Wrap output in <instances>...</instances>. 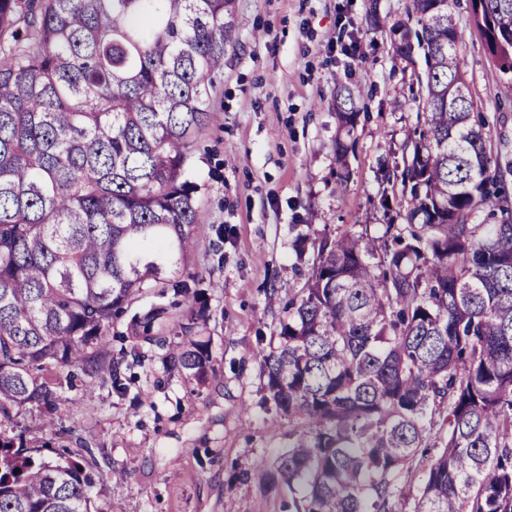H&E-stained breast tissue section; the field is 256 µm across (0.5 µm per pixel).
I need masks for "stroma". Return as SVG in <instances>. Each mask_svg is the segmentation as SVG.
I'll return each mask as SVG.
<instances>
[{"instance_id":"1","label":"stroma","mask_w":512,"mask_h":512,"mask_svg":"<svg viewBox=\"0 0 512 512\" xmlns=\"http://www.w3.org/2000/svg\"><path fill=\"white\" fill-rule=\"evenodd\" d=\"M407 0H235L236 27L224 75L195 137L187 178L197 186V226L187 244L192 276L210 284L205 316L189 323L174 293L147 288L116 318L101 350L139 354L124 390L84 394L54 369L62 401L56 428L39 409H12L8 435H22L46 459L66 455L95 476L99 512H282L289 493L265 489L256 472L306 425L266 401L260 355L278 344L283 305L305 282L314 241L325 227L378 234L388 218L381 198L399 187L384 172L402 163L406 133L419 122L422 51L395 61L390 25ZM381 25L373 27L371 14ZM454 16L463 34L462 69L475 109L486 118L488 146L512 190V99L500 90L470 0ZM358 87L356 139L345 191H337V84ZM155 345L132 334L133 315L157 305ZM208 342L205 382L170 354L184 334ZM249 480H242V473Z\"/></svg>"}]
</instances>
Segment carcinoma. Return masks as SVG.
<instances>
[{"label": "carcinoma", "instance_id": "1", "mask_svg": "<svg viewBox=\"0 0 512 512\" xmlns=\"http://www.w3.org/2000/svg\"><path fill=\"white\" fill-rule=\"evenodd\" d=\"M454 0H409L395 56L424 51L421 128L406 203L381 235L325 234L279 343L266 399L307 430L268 486L295 512H512V198L462 71ZM512 74V0H470ZM235 27L234 0H0V419L61 401L43 372L73 367L124 389L94 350L145 288L186 270L197 224L186 178ZM355 90L339 84L336 160L353 150ZM496 219L476 222L479 213ZM166 308L132 320L147 336ZM171 359L203 382L207 342ZM93 475L36 457L0 430V512H97Z\"/></svg>", "mask_w": 512, "mask_h": 512}]
</instances>
